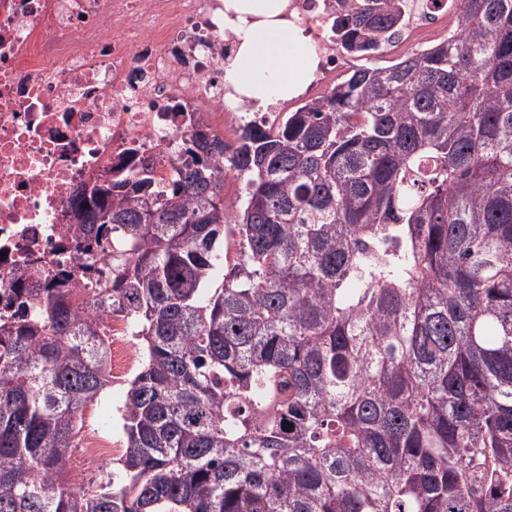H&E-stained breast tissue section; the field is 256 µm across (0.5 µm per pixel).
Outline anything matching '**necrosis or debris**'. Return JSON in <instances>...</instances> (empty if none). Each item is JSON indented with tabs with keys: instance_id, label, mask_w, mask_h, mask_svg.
<instances>
[{
	"instance_id": "1",
	"label": "necrosis or debris",
	"mask_w": 512,
	"mask_h": 512,
	"mask_svg": "<svg viewBox=\"0 0 512 512\" xmlns=\"http://www.w3.org/2000/svg\"><path fill=\"white\" fill-rule=\"evenodd\" d=\"M289 0L317 43L323 85L350 55L317 9ZM224 0H0V314L33 265L68 266L69 200L105 169L168 182L198 129L232 141Z\"/></svg>"
}]
</instances>
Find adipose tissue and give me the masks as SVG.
<instances>
[{"label": "adipose tissue", "instance_id": "adipose-tissue-1", "mask_svg": "<svg viewBox=\"0 0 512 512\" xmlns=\"http://www.w3.org/2000/svg\"><path fill=\"white\" fill-rule=\"evenodd\" d=\"M287 0H224L235 48L224 81L242 104L267 107L297 95L314 78L317 57L302 29L282 18Z\"/></svg>", "mask_w": 512, "mask_h": 512}]
</instances>
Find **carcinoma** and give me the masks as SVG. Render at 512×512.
<instances>
[{
	"label": "carcinoma",
	"mask_w": 512,
	"mask_h": 512,
	"mask_svg": "<svg viewBox=\"0 0 512 512\" xmlns=\"http://www.w3.org/2000/svg\"><path fill=\"white\" fill-rule=\"evenodd\" d=\"M413 8L448 37L194 133L163 186L76 190L82 282L33 266L0 320V512H512V0H336V41L374 54ZM105 316L143 361L87 488Z\"/></svg>",
	"instance_id": "carcinoma-1"
}]
</instances>
